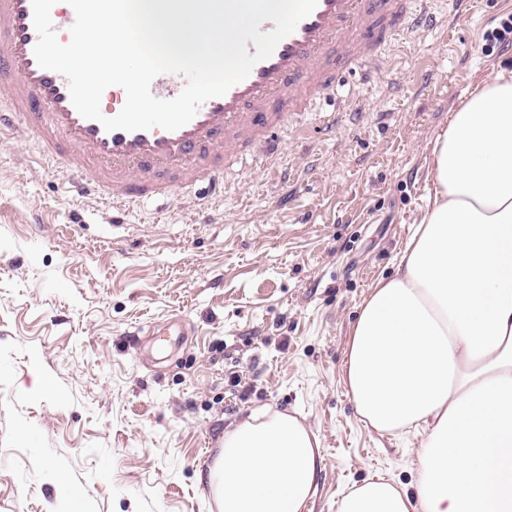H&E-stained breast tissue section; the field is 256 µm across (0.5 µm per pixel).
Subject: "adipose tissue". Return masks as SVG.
I'll list each match as a JSON object with an SVG mask.
<instances>
[{
	"label": "adipose tissue",
	"instance_id": "adipose-tissue-1",
	"mask_svg": "<svg viewBox=\"0 0 512 512\" xmlns=\"http://www.w3.org/2000/svg\"><path fill=\"white\" fill-rule=\"evenodd\" d=\"M433 199L346 343L363 422L418 432L417 495L374 478L337 512H512V74L465 98L431 152ZM323 458L298 417L258 410L200 471L217 512H308Z\"/></svg>",
	"mask_w": 512,
	"mask_h": 512
}]
</instances>
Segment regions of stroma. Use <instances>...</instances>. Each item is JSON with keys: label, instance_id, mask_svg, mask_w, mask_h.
<instances>
[{"label": "stroma", "instance_id": "1", "mask_svg": "<svg viewBox=\"0 0 512 512\" xmlns=\"http://www.w3.org/2000/svg\"><path fill=\"white\" fill-rule=\"evenodd\" d=\"M387 48L392 79L319 127L330 100L278 132L283 157L225 173L211 223L182 194L165 215L69 192L33 140L0 134V512H217L197 472L255 409L319 436L311 512L375 475L418 490L420 440L383 435L342 382L351 324L426 211L451 112L512 52L485 33L512 0ZM177 323L168 349L135 337Z\"/></svg>", "mask_w": 512, "mask_h": 512}]
</instances>
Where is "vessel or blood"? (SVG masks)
<instances>
[{
  "label": "vessel or blood",
  "instance_id": "obj_1",
  "mask_svg": "<svg viewBox=\"0 0 512 512\" xmlns=\"http://www.w3.org/2000/svg\"><path fill=\"white\" fill-rule=\"evenodd\" d=\"M51 20L64 39L75 12L56 5ZM447 25L433 0H318L270 58L225 95L207 100L183 127L109 132L78 113L64 76L37 63L31 0H0V134L32 135L45 163L62 167L78 195L116 212L144 203L170 206L178 188L220 199L225 171L251 153L276 163L281 150L274 133L289 116L314 111L349 75L387 80L383 45ZM186 83L163 73L150 90L172 99Z\"/></svg>",
  "mask_w": 512,
  "mask_h": 512
}]
</instances>
